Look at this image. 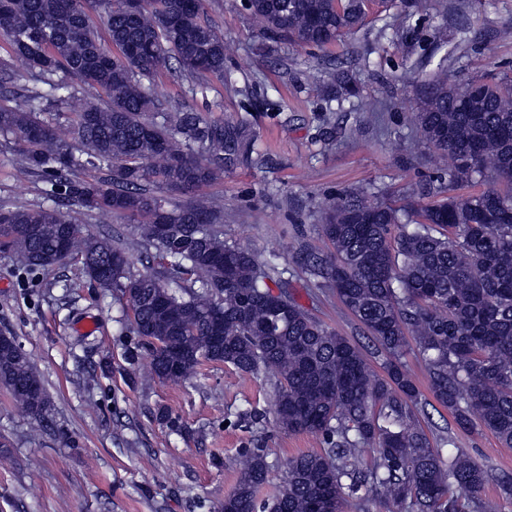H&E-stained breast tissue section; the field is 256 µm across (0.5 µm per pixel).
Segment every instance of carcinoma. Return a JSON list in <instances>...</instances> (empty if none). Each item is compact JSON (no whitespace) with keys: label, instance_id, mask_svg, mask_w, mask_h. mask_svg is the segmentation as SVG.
Wrapping results in <instances>:
<instances>
[{"label":"carcinoma","instance_id":"obj_1","mask_svg":"<svg viewBox=\"0 0 512 512\" xmlns=\"http://www.w3.org/2000/svg\"><path fill=\"white\" fill-rule=\"evenodd\" d=\"M372 4L243 0L267 39L302 48L344 43ZM0 35L46 85L0 104V135L14 137L24 173L51 184L35 208L0 206V253L24 273L75 261L91 283L119 291L132 332L158 345L144 381L185 382L204 361L264 373L279 426L322 439L323 451L288 460L283 489L262 506L255 491L271 465L265 449H247L224 512H345L372 496L409 512H475L487 472L462 451L445 463L433 448L415 421L423 394L406 356L412 349L425 363L429 392L458 429L512 447V81L461 85L443 69L428 83L414 117L448 159L439 199L412 194L397 206L354 189L324 212L330 253L306 252L301 263L372 338L368 355L312 318L276 268L225 241L222 207L197 194L250 148L242 127L168 111L152 80L171 59L177 79L224 77V38L205 0H146L135 13L123 0H0ZM49 105L71 115L73 142L41 118ZM83 161L108 177L61 176ZM480 181L488 187L452 194ZM165 190L188 199L170 208ZM67 204L136 220L140 239L186 279L135 275L119 244L78 225L60 258ZM157 224L175 225L169 241L157 239ZM217 313L224 338L215 343ZM0 386L42 430L49 396L28 353L0 347Z\"/></svg>","mask_w":512,"mask_h":512}]
</instances>
